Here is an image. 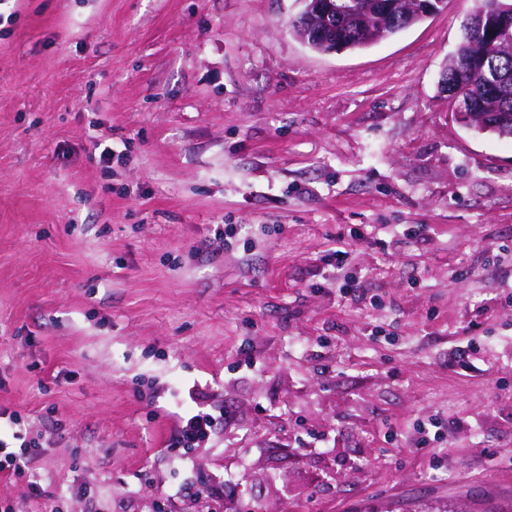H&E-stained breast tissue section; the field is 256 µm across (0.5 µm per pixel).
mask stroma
I'll return each mask as SVG.
<instances>
[{"instance_id": "35a3bbf8", "label": "stroma", "mask_w": 512, "mask_h": 512, "mask_svg": "<svg viewBox=\"0 0 512 512\" xmlns=\"http://www.w3.org/2000/svg\"><path fill=\"white\" fill-rule=\"evenodd\" d=\"M473 6L319 53L301 0H0V429L42 443L1 507L512 512V139L440 86ZM179 402L227 415L188 453Z\"/></svg>"}]
</instances>
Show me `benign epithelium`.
<instances>
[{
	"instance_id": "obj_1",
	"label": "benign epithelium",
	"mask_w": 512,
	"mask_h": 512,
	"mask_svg": "<svg viewBox=\"0 0 512 512\" xmlns=\"http://www.w3.org/2000/svg\"><path fill=\"white\" fill-rule=\"evenodd\" d=\"M305 8L297 22L303 44H318L322 51L330 53L345 49L344 30L349 28L358 13H378L386 18L410 24L414 8L401 9L394 0H357L356 9L343 10L336 0H302ZM468 32L490 39L512 25V8L501 0H478L468 14ZM469 127L475 124L491 125L494 120L474 110L455 112Z\"/></svg>"
}]
</instances>
